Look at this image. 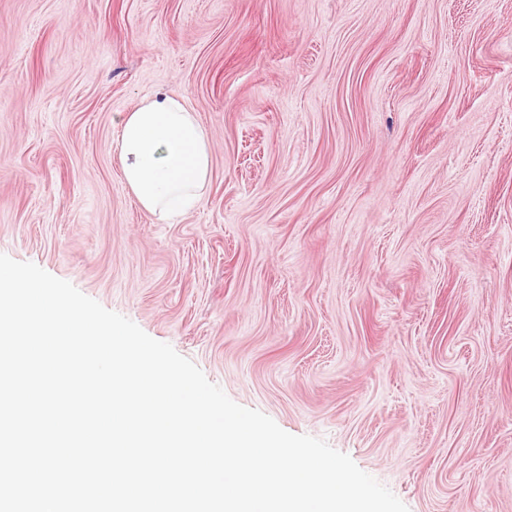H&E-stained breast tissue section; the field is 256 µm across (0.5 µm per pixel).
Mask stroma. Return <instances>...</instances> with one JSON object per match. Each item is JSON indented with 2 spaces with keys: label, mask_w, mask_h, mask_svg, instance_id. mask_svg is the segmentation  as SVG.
<instances>
[{
  "label": "stroma",
  "mask_w": 512,
  "mask_h": 512,
  "mask_svg": "<svg viewBox=\"0 0 512 512\" xmlns=\"http://www.w3.org/2000/svg\"><path fill=\"white\" fill-rule=\"evenodd\" d=\"M184 98L202 201L127 189ZM0 254L409 512H512V0H0ZM117 148L130 192L158 220L201 200L211 172L210 141L183 98L167 93L143 98L125 114Z\"/></svg>",
  "instance_id": "stroma-1"
}]
</instances>
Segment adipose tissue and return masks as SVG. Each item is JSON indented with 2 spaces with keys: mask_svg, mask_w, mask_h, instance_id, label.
<instances>
[{
  "mask_svg": "<svg viewBox=\"0 0 512 512\" xmlns=\"http://www.w3.org/2000/svg\"><path fill=\"white\" fill-rule=\"evenodd\" d=\"M117 148L125 182L150 215L168 220L201 200L211 172L210 141L183 98H143L125 114Z\"/></svg>",
  "mask_w": 512,
  "mask_h": 512,
  "instance_id": "obj_1",
  "label": "adipose tissue"
}]
</instances>
